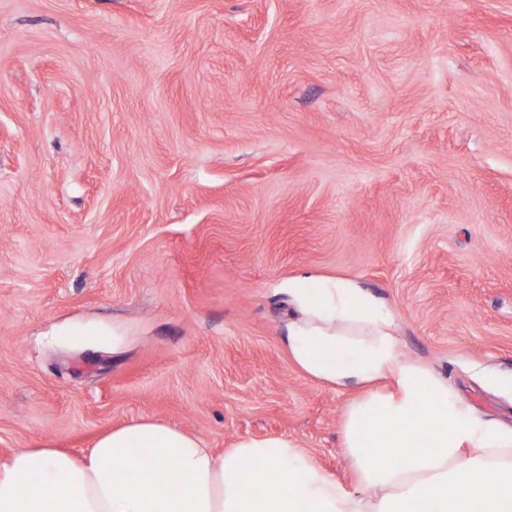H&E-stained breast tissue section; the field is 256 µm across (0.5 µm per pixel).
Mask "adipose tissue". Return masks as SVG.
<instances>
[{
	"instance_id": "1",
	"label": "adipose tissue",
	"mask_w": 512,
	"mask_h": 512,
	"mask_svg": "<svg viewBox=\"0 0 512 512\" xmlns=\"http://www.w3.org/2000/svg\"><path fill=\"white\" fill-rule=\"evenodd\" d=\"M284 289L289 360L311 379L361 390L343 419L354 485L284 437L242 438L218 453L143 418L79 455L15 450L0 460V512H512V431L480 421L447 382L403 358L384 301L313 271ZM387 377L392 389L375 390Z\"/></svg>"
}]
</instances>
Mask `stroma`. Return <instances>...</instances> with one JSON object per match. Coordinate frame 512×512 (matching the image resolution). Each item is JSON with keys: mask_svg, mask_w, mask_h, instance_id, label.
I'll list each match as a JSON object with an SVG mask.
<instances>
[{"mask_svg": "<svg viewBox=\"0 0 512 512\" xmlns=\"http://www.w3.org/2000/svg\"><path fill=\"white\" fill-rule=\"evenodd\" d=\"M304 271L512 429V0H0V459L146 417L350 484Z\"/></svg>", "mask_w": 512, "mask_h": 512, "instance_id": "35a3bbf8", "label": "stroma"}]
</instances>
